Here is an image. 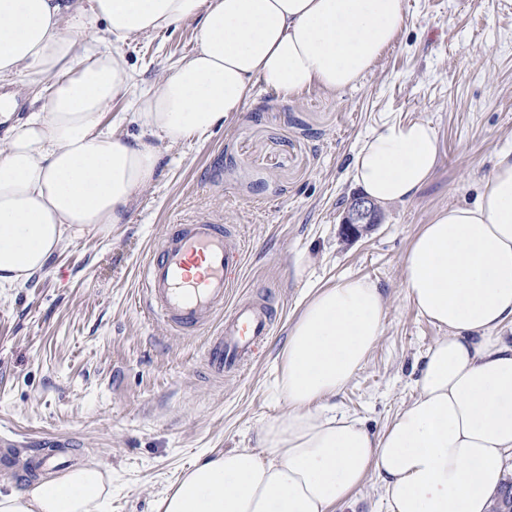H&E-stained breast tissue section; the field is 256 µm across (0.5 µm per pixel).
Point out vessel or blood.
Masks as SVG:
<instances>
[{
	"mask_svg": "<svg viewBox=\"0 0 512 512\" xmlns=\"http://www.w3.org/2000/svg\"><path fill=\"white\" fill-rule=\"evenodd\" d=\"M242 265L233 225L200 221L172 225L140 268L141 303L150 315L180 332L214 328L205 365L218 379L248 364L256 344L273 330L267 305L229 299Z\"/></svg>",
	"mask_w": 512,
	"mask_h": 512,
	"instance_id": "vessel-or-blood-1",
	"label": "vessel or blood"
}]
</instances>
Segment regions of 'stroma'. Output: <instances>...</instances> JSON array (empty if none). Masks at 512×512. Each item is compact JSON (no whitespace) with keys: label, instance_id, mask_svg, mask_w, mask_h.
Listing matches in <instances>:
<instances>
[{"label":"stroma","instance_id":"stroma-1","mask_svg":"<svg viewBox=\"0 0 512 512\" xmlns=\"http://www.w3.org/2000/svg\"><path fill=\"white\" fill-rule=\"evenodd\" d=\"M396 43L355 88L285 98L256 92L201 139L163 150L155 185L128 223L54 253L25 286L0 290V431L20 447L0 491L29 482L34 449L96 463L111 477L109 512H156L184 469L211 453L255 447L287 411L276 359L308 289L344 277L375 284L384 331L337 407L383 431L415 394L441 331L410 304L402 260L440 208L474 202L498 149L512 146V0H405ZM197 46L194 23L131 40L128 93L104 126L138 135L135 96L157 87ZM429 121L436 169L416 197L383 206L382 222L347 236L358 192L350 170L388 119ZM231 224L244 263L231 300L268 303L274 331L254 362L215 379L206 337L173 333L139 304L138 270L170 225Z\"/></svg>","mask_w":512,"mask_h":512}]
</instances>
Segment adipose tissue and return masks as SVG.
<instances>
[{"label": "adipose tissue", "mask_w": 512, "mask_h": 512, "mask_svg": "<svg viewBox=\"0 0 512 512\" xmlns=\"http://www.w3.org/2000/svg\"><path fill=\"white\" fill-rule=\"evenodd\" d=\"M407 19L404 0H0V81L23 78L36 105L0 148V288L128 223L162 147L203 137L259 89L355 87ZM190 20L197 49L134 100L139 135L103 128L130 86L125 44ZM438 154L430 122L388 120L363 142L352 179L377 204L407 202ZM402 277L443 335L381 433L332 399L382 336L384 298L364 279L310 289L276 366L287 413L261 428L256 448L196 462L157 512H334L371 476L389 512H491L512 458V148L497 152L474 203L421 226ZM110 482L82 464L0 492V512H107Z\"/></svg>", "instance_id": "1"}]
</instances>
